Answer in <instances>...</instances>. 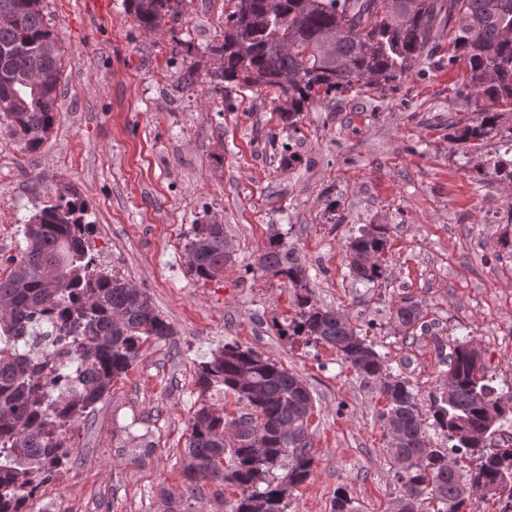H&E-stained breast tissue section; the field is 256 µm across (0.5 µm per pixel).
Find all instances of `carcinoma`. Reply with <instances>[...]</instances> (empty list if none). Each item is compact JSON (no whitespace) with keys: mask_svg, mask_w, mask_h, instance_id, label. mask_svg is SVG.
<instances>
[{"mask_svg":"<svg viewBox=\"0 0 512 512\" xmlns=\"http://www.w3.org/2000/svg\"><path fill=\"white\" fill-rule=\"evenodd\" d=\"M186 0H125L142 29L157 33ZM221 43L212 47L219 65L214 86L274 91L272 102L285 129L321 97L357 89H381L431 60L448 36V66L466 63L469 77L457 89L494 103L512 104V0H228ZM0 117L9 121L25 149L38 151L52 128L61 67L58 40L42 0H0ZM198 83L193 60L178 75L182 90ZM504 113L478 112L461 120L454 135L475 144L492 135L512 139ZM512 180V158L486 160ZM87 206L74 190L43 202L23 224L24 248L0 278V512H31L33 491L70 460L71 426L89 416L139 359L148 341L175 335L147 291L96 269L85 221ZM390 229L352 237L346 266L356 283L385 280ZM362 251L378 253L367 266ZM189 270L214 280L236 249L222 224H196L187 245ZM296 294L297 312L280 332L305 336L336 350L361 383L385 405L377 414L400 485L390 512H472L475 490L495 488L499 512H512V443H500L512 426V397L491 385L481 349L458 339L450 353L435 338L448 367L438 392L423 411L412 384L393 371L387 355L363 336L343 311L319 307L311 297L307 269L294 249L271 237L256 260ZM399 333L427 328L419 304L404 298L392 312ZM200 396L230 394L246 412L233 419L228 437L224 410L201 403L188 425L183 468L185 493L161 495L162 512H196L202 483L231 487L228 512H285L288 494L313 473L316 453L309 419L314 398L307 384L282 362L236 341L198 364ZM448 444L436 446L429 430Z\"/></svg>","mask_w":512,"mask_h":512,"instance_id":"obj_1","label":"carcinoma"}]
</instances>
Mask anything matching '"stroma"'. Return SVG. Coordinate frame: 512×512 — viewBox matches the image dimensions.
Masks as SVG:
<instances>
[{"label": "stroma", "instance_id": "35a3bbf8", "mask_svg": "<svg viewBox=\"0 0 512 512\" xmlns=\"http://www.w3.org/2000/svg\"><path fill=\"white\" fill-rule=\"evenodd\" d=\"M60 46L54 127L24 150L0 121V275L23 224L57 188L87 200L99 265L146 289L176 329L148 342L124 379L70 430L73 454L33 512H161L160 490L184 491L181 459L198 407L196 368L234 340L281 361L314 397L317 463L286 512H331L346 492L358 512H387L398 484L375 415L385 401L334 349L278 327L295 314L283 280L246 272L271 235L300 255L312 298L347 313L420 396L435 392L441 360L431 341L471 335L499 394L512 396V181L482 168L498 139L469 151L451 142L453 117L497 111L457 98L465 63L448 44L425 74L385 91L328 96L283 131L265 94L217 92L207 78L179 88L177 45L205 73L224 23L221 0H187L159 33L141 29L123 0H43ZM297 164L283 167L284 144ZM223 224L236 263L212 281L188 269L193 225ZM369 224L390 229L387 278L354 283L345 245ZM418 302L432 335L404 338L390 315ZM151 442L142 451V442Z\"/></svg>", "mask_w": 512, "mask_h": 512}]
</instances>
